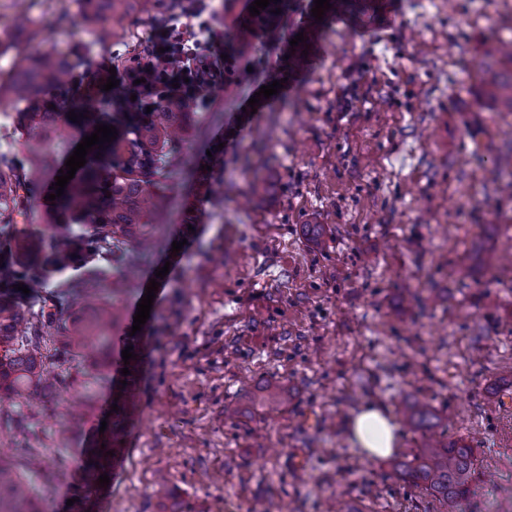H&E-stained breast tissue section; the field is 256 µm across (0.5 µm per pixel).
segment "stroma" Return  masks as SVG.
Masks as SVG:
<instances>
[{
    "label": "stroma",
    "mask_w": 512,
    "mask_h": 512,
    "mask_svg": "<svg viewBox=\"0 0 512 512\" xmlns=\"http://www.w3.org/2000/svg\"><path fill=\"white\" fill-rule=\"evenodd\" d=\"M352 3L318 21L314 0H288L291 29L310 35L306 64L230 146L236 104L284 60L265 36H243L222 18L225 46H244L250 68L199 98L154 247L130 270L127 242L96 259L100 284L127 276L131 286L114 297L122 318L98 365L60 368L92 389L81 432L65 443L57 433L71 394L32 417L0 397V449L31 473L49 512H70L84 450L121 397L132 416L94 512H266L271 503L336 512L340 499L357 512H439L393 470L423 442L403 419L415 398L437 411L436 434L475 450L464 512H512V407L503 401L512 395V273L501 269L512 247V192L501 186L512 165L500 161L512 112L485 99L482 70L498 42L512 40V0H389L381 18L366 0ZM64 11L69 23L34 48L81 52L78 74L127 65L162 20L130 15L127 36L102 46L76 0H0V42L15 39L21 14L47 22ZM216 146L218 162L203 169ZM51 184L32 188L27 221L55 242L66 234L45 200ZM311 224L322 225L320 241ZM154 278L150 317L133 331ZM410 289L437 297L421 309ZM269 379L289 389L288 404L267 399ZM244 394V414L225 418ZM367 404L398 426L393 457L370 460L350 441L346 423ZM11 414L27 415L29 438Z\"/></svg>",
    "instance_id": "stroma-1"
}]
</instances>
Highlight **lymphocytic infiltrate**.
Masks as SVG:
<instances>
[{
    "mask_svg": "<svg viewBox=\"0 0 512 512\" xmlns=\"http://www.w3.org/2000/svg\"><path fill=\"white\" fill-rule=\"evenodd\" d=\"M237 22L249 34L268 35L274 44H289L288 21L284 14L265 8L251 15L244 0ZM162 23L163 49H145L131 58L124 69L122 89L134 92L136 111L158 106L160 102L195 97L215 82L235 84V74L242 58L239 54H223L219 43L223 38L216 24L220 18L213 0H170Z\"/></svg>",
    "mask_w": 512,
    "mask_h": 512,
    "instance_id": "lymphocytic-infiltrate-1",
    "label": "lymphocytic infiltrate"
}]
</instances>
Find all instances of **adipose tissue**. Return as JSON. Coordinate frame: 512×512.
I'll list each match as a JSON object with an SVG mask.
<instances>
[{
	"instance_id": "obj_1",
	"label": "adipose tissue",
	"mask_w": 512,
	"mask_h": 512,
	"mask_svg": "<svg viewBox=\"0 0 512 512\" xmlns=\"http://www.w3.org/2000/svg\"><path fill=\"white\" fill-rule=\"evenodd\" d=\"M348 431L354 445L370 458L390 455L399 446L397 427L386 410L376 404H368L348 421Z\"/></svg>"
}]
</instances>
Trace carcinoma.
Masks as SVG:
<instances>
[{"mask_svg": "<svg viewBox=\"0 0 512 512\" xmlns=\"http://www.w3.org/2000/svg\"><path fill=\"white\" fill-rule=\"evenodd\" d=\"M91 19L106 16L112 25L92 30L94 42L103 43L119 37L125 20L134 10L148 14L160 0H79ZM68 13L53 22L36 25L22 17L12 68L0 75V97L7 96L22 106L16 113L17 127L25 137L27 164L0 155V236L16 227L27 215L30 185L50 172V159L69 148V137L62 129L68 111L80 108L85 116L75 125L95 131L98 124L115 125L110 112H101L95 100L47 97V91L65 83L73 72V60L52 52L32 54L27 45L39 41L52 27H62ZM490 95L512 112V80L490 84ZM188 113L173 102H162L153 112H133L117 127V136L103 146L92 147L86 155L82 176L71 180L64 194L53 201L52 209L61 218L70 215L82 221L78 234L62 247L48 246L17 231L13 241H0V284L25 280L36 286L64 268L80 269L88 281L98 276L95 257L104 244L131 241L147 252L153 241L151 217L168 209L171 196L164 185L168 154L177 134L186 126ZM68 301L63 297L42 298L38 307L23 308L18 302L0 296V390L8 391L33 407L44 401L39 388L65 385V378L45 379L43 361L46 339L58 343L52 357L59 362L82 356L90 362L102 355L110 342L113 324L119 313L111 304H95V314L88 320L67 319ZM407 423L428 431L436 427V410L426 401L414 399L405 407ZM112 450V444L96 448L88 470L86 490L80 492L77 512H92L91 491L99 485ZM398 479L422 488L440 502L445 512H462V502L475 480L474 449L460 441L443 442L427 437L409 460H395ZM39 492L28 478L0 458V512H43Z\"/></svg>", "mask_w": 512, "mask_h": 512, "instance_id": "carcinoma-1", "label": "carcinoma"}]
</instances>
